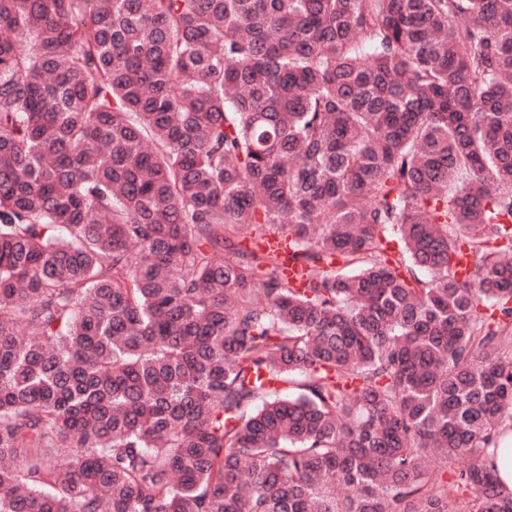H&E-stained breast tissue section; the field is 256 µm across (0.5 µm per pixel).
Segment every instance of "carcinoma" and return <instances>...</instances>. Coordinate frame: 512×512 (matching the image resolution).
Segmentation results:
<instances>
[{
  "mask_svg": "<svg viewBox=\"0 0 512 512\" xmlns=\"http://www.w3.org/2000/svg\"><path fill=\"white\" fill-rule=\"evenodd\" d=\"M509 432L512 0H0V512H512Z\"/></svg>",
  "mask_w": 512,
  "mask_h": 512,
  "instance_id": "1",
  "label": "carcinoma"
}]
</instances>
